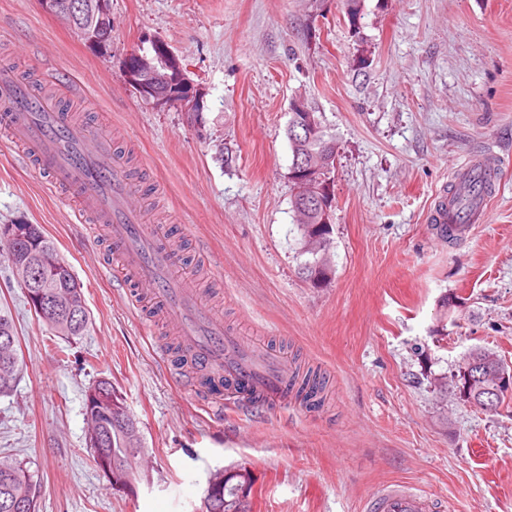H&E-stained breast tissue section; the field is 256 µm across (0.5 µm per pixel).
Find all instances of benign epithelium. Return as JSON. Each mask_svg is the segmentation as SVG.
<instances>
[{
  "instance_id": "7a95c632",
  "label": "benign epithelium",
  "mask_w": 512,
  "mask_h": 512,
  "mask_svg": "<svg viewBox=\"0 0 512 512\" xmlns=\"http://www.w3.org/2000/svg\"><path fill=\"white\" fill-rule=\"evenodd\" d=\"M43 12L64 19L69 25L81 22L77 33L85 45L95 52H106L112 47V0H37ZM122 73L126 84L144 98L159 106L177 107L197 120L205 108V94L188 79L183 68L166 43L160 40L150 42V47L133 50L125 56ZM292 127L298 134L313 135L318 131L319 120L307 108L302 97L292 103ZM336 160V145L328 143L321 156L316 158H294L291 177L294 182V194L302 202L315 198L321 201L324 211H329V201L320 196L323 192L319 171L330 168ZM31 225L11 224L6 238L14 246L13 272L17 282L23 286L30 306L39 314L53 317L57 333L71 337L79 325L87 321L80 314L63 315L56 284L44 274L48 266H60L62 262L50 254L34 260L24 253L22 246L30 240ZM88 418H93L107 426L121 425L134 437H140L136 425L130 421V415L123 399L119 395H106L101 390L90 394L87 402ZM91 445L97 450V461L117 488L135 491V484L118 478L123 466L112 457L106 447L102 431L92 435Z\"/></svg>"
}]
</instances>
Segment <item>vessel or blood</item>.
Masks as SVG:
<instances>
[{"label": "vessel or blood", "mask_w": 512, "mask_h": 512, "mask_svg": "<svg viewBox=\"0 0 512 512\" xmlns=\"http://www.w3.org/2000/svg\"><path fill=\"white\" fill-rule=\"evenodd\" d=\"M0 127L24 147L49 183L64 191L78 220L106 225L107 243L118 278L129 300L155 303L175 330L189 359L177 367L181 384L200 390V373H217L229 380V400L240 404L239 389L255 391L265 404L282 402L288 364L275 355L261 365L248 358L242 339L224 333L222 316L197 289L193 276L182 274L176 256L161 233L147 232L141 203L124 172L111 133L75 125L55 97L21 83L11 67L0 66ZM434 224L456 222L451 193H444L431 210ZM222 394L210 393L211 407L223 408ZM444 501L404 485L388 488L371 501L368 512H444Z\"/></svg>", "instance_id": "b4317fda"}]
</instances>
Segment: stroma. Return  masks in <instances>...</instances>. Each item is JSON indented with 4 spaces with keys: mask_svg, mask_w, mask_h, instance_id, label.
I'll list each match as a JSON object with an SVG mask.
<instances>
[{
    "mask_svg": "<svg viewBox=\"0 0 512 512\" xmlns=\"http://www.w3.org/2000/svg\"><path fill=\"white\" fill-rule=\"evenodd\" d=\"M164 41L205 94L201 123L140 98L120 62ZM0 63L62 93L82 126L123 139L148 226L181 243L226 329L312 368L324 402L212 413L171 376L172 333L129 306L63 193L0 129V224H37L80 281L90 323L67 339L30 309L0 252V308L24 370L0 395V457L39 512H205L218 468L255 482L251 512H363L408 485L457 512H512V400L439 398L471 347L512 365V0H112V51L91 52L36 0H0ZM338 147L332 274L299 272L286 135L295 96ZM493 158L488 219L455 242L428 215L457 169ZM456 306L437 333L444 298ZM107 378L144 446L135 492L99 469L85 392Z\"/></svg>",
    "mask_w": 512,
    "mask_h": 512,
    "instance_id": "1",
    "label": "stroma"
}]
</instances>
